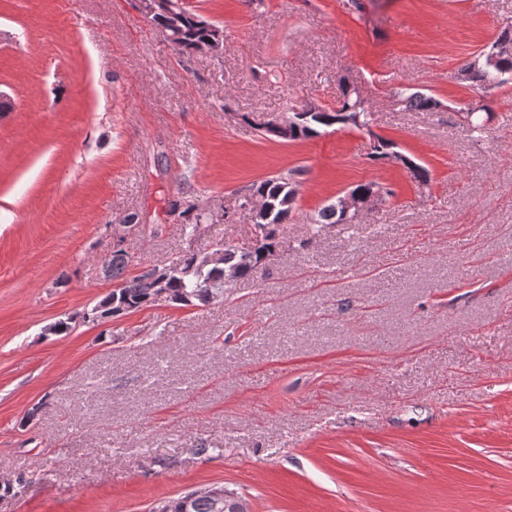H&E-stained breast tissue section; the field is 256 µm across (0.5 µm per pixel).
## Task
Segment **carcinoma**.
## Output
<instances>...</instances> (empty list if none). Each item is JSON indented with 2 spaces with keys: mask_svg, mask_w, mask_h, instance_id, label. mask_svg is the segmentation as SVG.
Returning <instances> with one entry per match:
<instances>
[{
  "mask_svg": "<svg viewBox=\"0 0 512 512\" xmlns=\"http://www.w3.org/2000/svg\"><path fill=\"white\" fill-rule=\"evenodd\" d=\"M150 22L170 41L180 52L192 53L194 47L207 39L210 29L214 25L205 20L198 19V15L191 13L185 22L174 28L170 26L163 16H153ZM500 47L495 60L479 55L465 63L457 71L456 79L468 82L470 85L485 93L504 86L512 80V27L500 31L494 40ZM399 104L405 109L415 112H435L440 102L433 96L417 91L410 94L400 91L396 93ZM290 115L300 112H315L323 117V121L308 125L292 140L311 138L318 133L320 127L333 125L351 126L357 129L369 128L371 108L367 100L360 97L357 89L348 85L341 88V95L332 107L312 106L308 104H292L288 107ZM489 108L482 106L467 109L466 119L468 130L471 133L482 134L489 121ZM395 143L389 139L378 137L373 145L372 158L375 161H386L394 152ZM296 173L290 170L269 179L252 184L247 192L266 204L278 205L287 195L288 188L296 185ZM170 212L178 214L183 219L181 231L188 237H195L200 233L201 226L210 223L212 217L207 209L197 202L174 199L170 204ZM288 214L274 210L272 222L267 224L266 233L262 239L249 248L239 249L234 246L223 245L217 250V259L207 262L198 252L186 253L171 263L159 268L167 277L166 289L168 294L163 300L176 303L184 296L190 302H198L204 306L224 297V283L236 277L249 279L254 277L266 266L267 256L273 253L279 245L280 227L285 223ZM319 224H349L351 220L343 218L339 204L325 206L318 214ZM128 267L127 255L119 252L111 253L106 261V276L119 282L118 287L106 295L91 312V318L100 320L99 313L112 311V317H120L139 310L149 303L158 301L155 297L153 282L150 274L143 272L133 277L126 276ZM242 497L237 499H219L210 495L195 497L188 508H183V497L163 500L151 508V512H232L243 508L240 503Z\"/></svg>",
  "mask_w": 512,
  "mask_h": 512,
  "instance_id": "obj_1",
  "label": "carcinoma"
}]
</instances>
